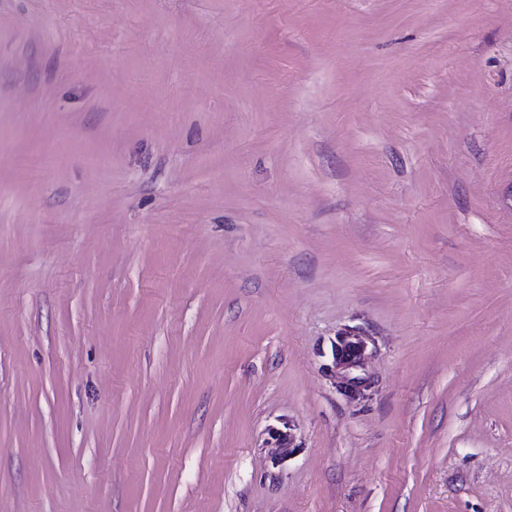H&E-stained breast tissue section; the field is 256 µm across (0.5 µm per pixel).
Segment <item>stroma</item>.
<instances>
[{
	"mask_svg": "<svg viewBox=\"0 0 512 512\" xmlns=\"http://www.w3.org/2000/svg\"><path fill=\"white\" fill-rule=\"evenodd\" d=\"M0 512H512V0H0Z\"/></svg>",
	"mask_w": 512,
	"mask_h": 512,
	"instance_id": "35a3bbf8",
	"label": "stroma"
}]
</instances>
